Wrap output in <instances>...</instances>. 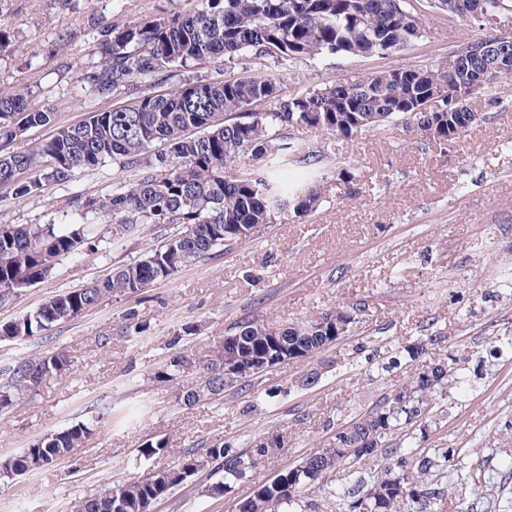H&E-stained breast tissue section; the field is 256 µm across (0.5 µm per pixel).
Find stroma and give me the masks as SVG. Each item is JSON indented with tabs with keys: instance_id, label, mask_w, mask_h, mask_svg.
Wrapping results in <instances>:
<instances>
[{
	"instance_id": "stroma-1",
	"label": "stroma",
	"mask_w": 512,
	"mask_h": 512,
	"mask_svg": "<svg viewBox=\"0 0 512 512\" xmlns=\"http://www.w3.org/2000/svg\"><path fill=\"white\" fill-rule=\"evenodd\" d=\"M192 0H0V83L29 88L32 107L55 113L58 124L128 103L126 94L97 99L84 86L99 25L188 10ZM429 36L385 57L326 56L296 72L266 63L284 93L315 89L365 73L416 64H446L477 27L428 17ZM67 34L66 49L57 37ZM491 107L473 96L482 118L455 146L425 139L405 125L328 141L321 189L327 200L302 218L283 216L262 238L217 251L143 294L113 297L34 336L0 343V367L32 353L69 350L73 368L47 378L39 390L0 416V459L36 439L86 424V442L53 464L0 476V512H73L104 485L139 478L151 464L175 466L185 449L229 442L246 449L280 434L285 446L259 461L251 478L224 493L209 486L222 476L203 467L157 502L155 512H233L260 483L333 441L337 425L359 417L411 379L417 364L397 351L420 341L422 361L451 363L463 388L437 397L430 418L399 430L393 444L410 443L435 457L432 479L448 489L439 512H512V78ZM353 174L340 196L339 170ZM112 167L76 174L67 186L48 184L17 199L0 187V224H68L66 199L111 188ZM98 218V242L62 259L52 275L0 306V322L34 312L63 291L104 277L143 256L149 230L111 238ZM357 308L348 332L317 357L268 368L220 400L178 402L200 388L199 374L159 383L155 373L176 350L200 356L230 323L247 318L297 324L336 306ZM137 310L142 336L120 338L124 316ZM195 334L185 335V326ZM112 337L100 346L101 337ZM397 357V356H396ZM318 370L309 389L304 374ZM167 439L169 452L147 460L140 446ZM450 457H442V449ZM474 478L479 488L462 491Z\"/></svg>"
}]
</instances>
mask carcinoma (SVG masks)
Listing matches in <instances>:
<instances>
[{
    "label": "carcinoma",
    "instance_id": "carcinoma-1",
    "mask_svg": "<svg viewBox=\"0 0 512 512\" xmlns=\"http://www.w3.org/2000/svg\"><path fill=\"white\" fill-rule=\"evenodd\" d=\"M435 9L451 8L460 19L481 27L512 13V0H429ZM427 37V29L410 0H197L191 10L170 17H144L105 25L98 31L100 61L87 69L84 82L100 100L117 92L132 95L121 107L93 113L75 125H55V113L29 107L27 88L0 86V186L24 198L44 185H67L76 172L98 171L110 162L125 179L102 193L67 198L74 214L70 224H0V305L20 285L49 277L58 261L82 246H92L90 225L99 216L113 223V236L124 238L147 224H177L144 257L117 266L112 274L81 288L54 295L35 312L0 324V341H13L71 321L114 296H138L210 255L228 251L264 235L277 217H304L316 209L321 191L316 169L326 153L293 136L276 137L274 129H301L352 137L401 122L419 134L452 146L474 121L472 111L448 100V84L459 94L471 92L482 76L479 94L499 104L497 84L508 75L498 57L512 59V34L484 33L470 41L483 50L449 69L409 65L366 73L354 80L286 95L274 78L247 74L203 80L186 75L211 62L228 66L248 58L271 61L290 71L305 61L328 55L384 58L407 50ZM170 83L162 94L149 88ZM273 108L260 112L256 104ZM54 126L52 136L24 153L8 150L20 128ZM283 162L297 165L301 176L280 178ZM325 332L313 328L320 321ZM355 322L338 306L293 326L241 320L227 325L211 342L208 358L196 362L186 352L172 355L156 373L172 382L189 371L200 373L202 390L224 393V371L241 381L263 372L261 359H284L296 345L318 354L337 337L336 321ZM72 358L61 349L35 353L0 369V412L36 391L48 376L70 370ZM461 381L441 362L422 365L410 384L393 390L376 406L336 430L332 454L316 450L297 465L263 483L240 500L242 512H307L303 488L337 467L351 466L384 452L392 463L373 476L331 496L339 512H434L444 492L432 487L430 459L418 458L408 444L401 451L387 440L401 426L423 419L437 394ZM83 425L50 433L0 469L22 473L67 456L84 443ZM279 446L262 439L243 454L217 442L197 456L185 452L177 466L155 467L144 476L108 486L77 504L80 512H145L208 463L224 469V481L208 489L223 492L227 481L247 476L257 461L269 459Z\"/></svg>",
    "mask_w": 512,
    "mask_h": 512
}]
</instances>
